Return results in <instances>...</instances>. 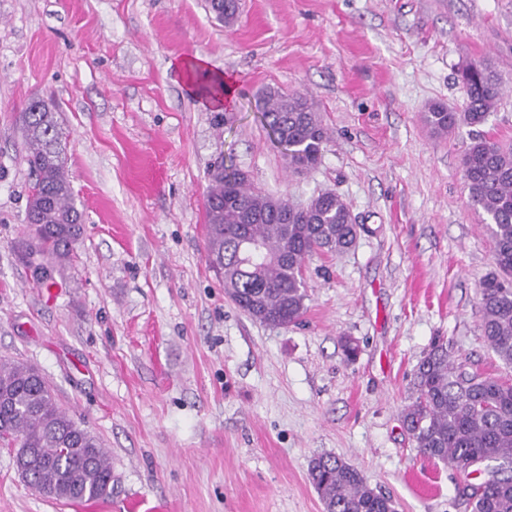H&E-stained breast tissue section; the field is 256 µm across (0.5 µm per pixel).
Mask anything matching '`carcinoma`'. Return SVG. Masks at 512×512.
<instances>
[{
    "instance_id": "carcinoma-1",
    "label": "carcinoma",
    "mask_w": 512,
    "mask_h": 512,
    "mask_svg": "<svg viewBox=\"0 0 512 512\" xmlns=\"http://www.w3.org/2000/svg\"><path fill=\"white\" fill-rule=\"evenodd\" d=\"M465 104L455 111L432 105L424 122L443 136L458 126L484 124L497 106L499 87L486 63L462 76ZM260 121L294 173L318 163L329 138L305 93L269 89ZM24 161L35 182L27 197L29 233L19 248L28 265L40 263L57 284L82 235L78 208L61 148L57 113L36 98L21 113ZM472 205L482 210L494 242V269L477 288L485 341L512 368V144L476 137L462 158ZM256 188L228 161L210 173L205 204L209 265L251 317L286 328L301 321L308 285L303 267L317 252L341 253L356 243L361 225L347 202L331 192L301 211ZM414 397L402 412L406 432L420 452L467 471L469 461L486 478L463 490L471 512H512V380L485 376L457 361L452 346L435 342L420 361ZM0 444L31 449L16 463L24 479L57 500L96 501L105 495L112 467L100 442L63 411L40 371L0 362ZM308 480L324 512H395L354 465L330 455L310 460Z\"/></svg>"
}]
</instances>
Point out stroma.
Returning <instances> with one entry per match:
<instances>
[{
    "instance_id": "1",
    "label": "stroma",
    "mask_w": 512,
    "mask_h": 512,
    "mask_svg": "<svg viewBox=\"0 0 512 512\" xmlns=\"http://www.w3.org/2000/svg\"><path fill=\"white\" fill-rule=\"evenodd\" d=\"M236 78L230 122L183 67ZM501 97L480 128L433 136L429 105L462 109L467 64ZM309 94L330 139L289 172L259 119L262 90ZM58 114L83 237L57 287L18 249L33 178L20 115ZM512 140V0H0V361L37 366L109 452L93 503L39 494L0 447V512H323L310 460L336 456L397 512H469L470 476L421 454L401 415L437 338L491 376L476 292L493 240L468 201L475 134ZM233 159L296 204L332 190L363 230L306 263V312L253 320L206 258L208 171ZM358 345L346 360L342 338Z\"/></svg>"
}]
</instances>
